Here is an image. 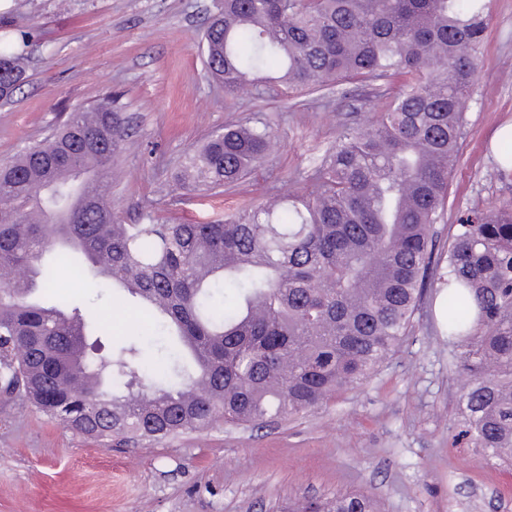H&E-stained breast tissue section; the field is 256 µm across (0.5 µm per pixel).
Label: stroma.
Here are the masks:
<instances>
[{
  "label": "stroma",
  "mask_w": 512,
  "mask_h": 512,
  "mask_svg": "<svg viewBox=\"0 0 512 512\" xmlns=\"http://www.w3.org/2000/svg\"><path fill=\"white\" fill-rule=\"evenodd\" d=\"M224 0H9L0 34H25L27 80L0 106V162L49 135L77 108L111 99L124 119L112 200L125 223L221 217L281 190H303L343 127L368 122L378 81L229 105L199 48ZM477 78L448 177L437 252L467 215L512 205V176L491 152L512 120V0H491ZM269 124L258 174L209 192L179 189L185 154L230 124ZM54 290L121 324L156 355L135 299L91 288L72 268ZM463 380L427 291L403 344L370 378L309 412L260 425L218 424L159 442L103 447L24 401L0 402V512H283L291 500L366 494L380 512H512V466H491L456 437Z\"/></svg>",
  "instance_id": "1"
}]
</instances>
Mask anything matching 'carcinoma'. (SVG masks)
I'll return each mask as SVG.
<instances>
[{
	"label": "carcinoma",
	"mask_w": 512,
	"mask_h": 512,
	"mask_svg": "<svg viewBox=\"0 0 512 512\" xmlns=\"http://www.w3.org/2000/svg\"><path fill=\"white\" fill-rule=\"evenodd\" d=\"M490 0H224L201 40L206 71L234 103L358 77L405 78L367 124L346 127L303 193L222 219L123 224L98 185L122 148L107 101L0 164V397L20 399L104 447L220 422L304 414L368 378L408 336L429 288L448 295V343L467 383L459 435L512 465V205L458 225L435 256L434 224L465 123ZM20 39L0 45V102L25 83ZM267 124L227 125L185 156L178 183L216 190L254 173ZM57 251L81 275L139 298L181 349L149 364L133 342L91 359L93 316L30 300ZM236 291L232 306L224 289ZM288 512H375L369 495Z\"/></svg>",
	"instance_id": "obj_1"
}]
</instances>
